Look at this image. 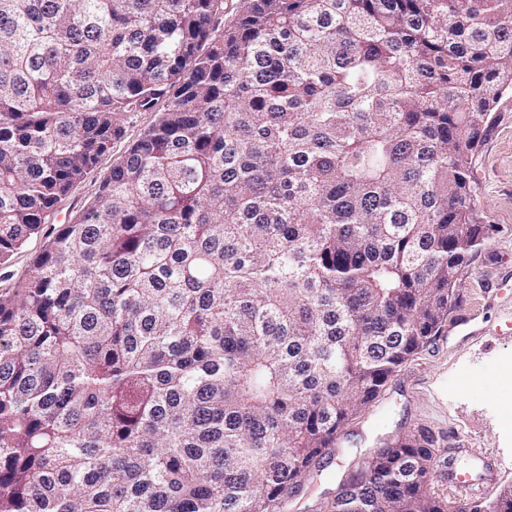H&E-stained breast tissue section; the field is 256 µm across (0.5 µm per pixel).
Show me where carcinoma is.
<instances>
[{
    "label": "carcinoma",
    "mask_w": 512,
    "mask_h": 512,
    "mask_svg": "<svg viewBox=\"0 0 512 512\" xmlns=\"http://www.w3.org/2000/svg\"><path fill=\"white\" fill-rule=\"evenodd\" d=\"M0 0V512H281L438 333L512 0ZM158 112L65 224L57 204ZM432 434L323 512H449ZM44 241L42 235L33 236L7 264L0 265V290L15 288L26 277L30 262L42 249Z\"/></svg>",
    "instance_id": "obj_1"
}]
</instances>
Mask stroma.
I'll use <instances>...</instances> for the list:
<instances>
[{"label": "stroma", "instance_id": "obj_1", "mask_svg": "<svg viewBox=\"0 0 512 512\" xmlns=\"http://www.w3.org/2000/svg\"><path fill=\"white\" fill-rule=\"evenodd\" d=\"M153 119L150 112L127 116L121 139L58 204L60 215L91 204L129 141ZM472 173L477 208L489 233L459 277L456 304L434 339L338 434L328 464L306 477L284 512H316L374 451L421 429L432 431L441 447L460 458L461 469L479 480L482 499L512 485V382L501 369L512 357V96L502 100L473 158ZM462 313L470 315L469 326H456ZM481 452L500 461L492 478L483 476Z\"/></svg>", "mask_w": 512, "mask_h": 512}]
</instances>
